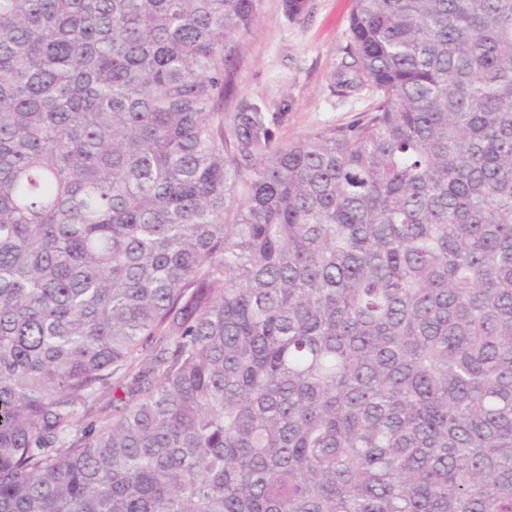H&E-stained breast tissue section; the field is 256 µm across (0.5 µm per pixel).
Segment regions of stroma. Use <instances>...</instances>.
Listing matches in <instances>:
<instances>
[{
	"label": "stroma",
	"instance_id": "stroma-1",
	"mask_svg": "<svg viewBox=\"0 0 512 512\" xmlns=\"http://www.w3.org/2000/svg\"><path fill=\"white\" fill-rule=\"evenodd\" d=\"M354 5L355 0H307L304 13L291 20L282 0H264L228 113L252 104L280 113L274 140L285 146L323 127L350 123L368 110L372 99L367 90L346 97L332 90L345 60Z\"/></svg>",
	"mask_w": 512,
	"mask_h": 512
}]
</instances>
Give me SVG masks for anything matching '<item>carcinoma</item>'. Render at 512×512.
Instances as JSON below:
<instances>
[{
	"mask_svg": "<svg viewBox=\"0 0 512 512\" xmlns=\"http://www.w3.org/2000/svg\"><path fill=\"white\" fill-rule=\"evenodd\" d=\"M262 7L0 0V512H512V0H355L286 147ZM355 0H307L304 13L288 20L282 0H264L237 74V92L225 112L259 104L281 113L274 130L280 146L329 125L348 124L372 106L366 89L342 97L334 77L345 58ZM91 409L81 408L75 416V424L78 427L85 426L96 417H104L112 414V391L100 399L90 402Z\"/></svg>",
	"mask_w": 512,
	"mask_h": 512,
	"instance_id": "carcinoma-1",
	"label": "carcinoma"
}]
</instances>
